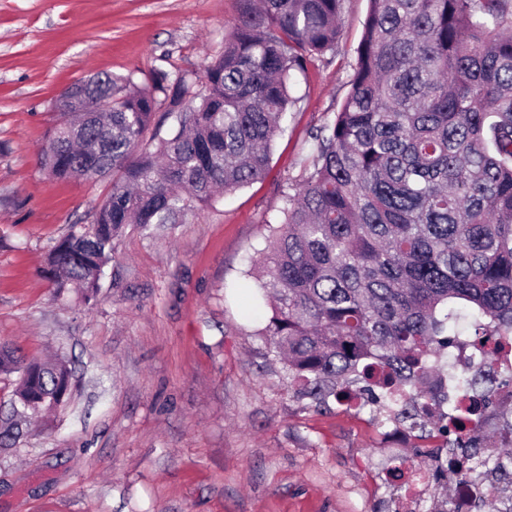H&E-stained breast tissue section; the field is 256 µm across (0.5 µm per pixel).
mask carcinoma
<instances>
[{"label":"carcinoma","instance_id":"obj_1","mask_svg":"<svg viewBox=\"0 0 512 512\" xmlns=\"http://www.w3.org/2000/svg\"><path fill=\"white\" fill-rule=\"evenodd\" d=\"M235 2L231 39L196 90L164 73L149 84L104 75L87 96L111 111L59 109L41 164L56 179L110 175L112 188L49 250L57 292L76 288L92 308L127 228L198 216L267 171L295 74L341 45L344 0ZM369 2L350 91L313 134L312 170L286 182L249 276L290 388L325 406L359 385L422 429L427 405L448 397L443 378L427 380L457 305L474 316L477 347L512 342V0ZM2 372L20 375L18 422L0 425L7 448L31 398L66 405L53 400L71 369L0 345ZM454 388L496 392L479 367Z\"/></svg>","mask_w":512,"mask_h":512}]
</instances>
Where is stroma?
Returning <instances> with one entry per match:
<instances>
[{
    "label": "stroma",
    "mask_w": 512,
    "mask_h": 512,
    "mask_svg": "<svg viewBox=\"0 0 512 512\" xmlns=\"http://www.w3.org/2000/svg\"><path fill=\"white\" fill-rule=\"evenodd\" d=\"M368 8L344 0L341 46L296 75L265 177L160 237L127 230L89 309L42 270L110 182L42 168L55 101L96 75L198 78L234 0H0V344L64 357L73 383L63 409L0 448V512H384L403 488L390 467L440 446L382 447L381 416L288 391L246 275L350 90Z\"/></svg>",
    "instance_id": "obj_1"
}]
</instances>
